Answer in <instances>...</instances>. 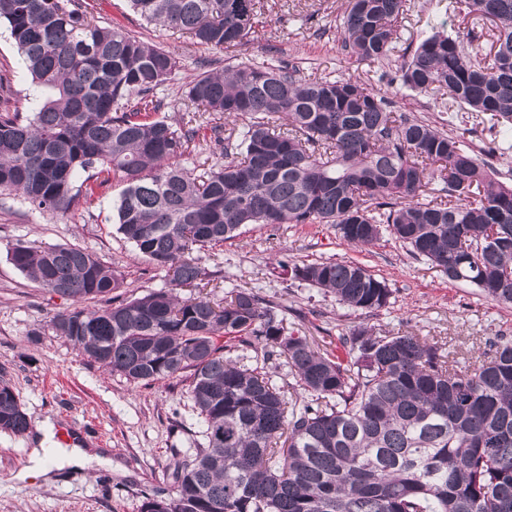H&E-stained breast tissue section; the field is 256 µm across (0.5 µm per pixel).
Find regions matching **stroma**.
<instances>
[{
  "mask_svg": "<svg viewBox=\"0 0 512 512\" xmlns=\"http://www.w3.org/2000/svg\"><path fill=\"white\" fill-rule=\"evenodd\" d=\"M90 2L101 25H121L179 57L177 74L158 92L164 102L159 116L172 124L189 115L183 92L201 62L220 71L272 56L292 61L314 77H357L408 114L436 122L449 116L433 96L394 83L396 62L351 60L336 33L345 0H268L263 28L247 47L232 51L193 45L163 27L143 25L127 0ZM408 7L399 27V47L418 45L443 31L489 53L494 28L465 17L457 0H408ZM0 69L13 75L16 107L29 111L30 78L3 24ZM123 189L122 182L111 180L91 203L64 216L34 209L18 195L0 194V377L10 382L32 418L25 433L0 431V512H141L145 493L175 495V464L201 440L185 381L177 377L134 384L88 361L47 328L50 317L71 308V300L39 288L8 258L9 248L18 242L42 248L76 244L123 273L124 296L164 288L163 272L139 255L112 222V204ZM329 258L360 263L384 278L393 290L389 306L373 315L349 310L332 296L292 281L281 269L285 262ZM199 259L217 273L204 288L205 296L219 303L229 285L258 289L286 308L290 328L317 340L357 328L387 336L410 331L445 343L463 365L476 348L512 342V308L470 284L449 280L388 236L372 247L354 249L327 224H284L276 231L253 224L224 246L200 253ZM227 273L232 283H225ZM60 426L71 429L88 461L41 475L32 462L39 444L59 457L69 451L56 439Z\"/></svg>",
  "mask_w": 512,
  "mask_h": 512,
  "instance_id": "35a3bbf8",
  "label": "stroma"
}]
</instances>
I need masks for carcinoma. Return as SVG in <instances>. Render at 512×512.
Masks as SVG:
<instances>
[{"label": "carcinoma", "instance_id": "1", "mask_svg": "<svg viewBox=\"0 0 512 512\" xmlns=\"http://www.w3.org/2000/svg\"><path fill=\"white\" fill-rule=\"evenodd\" d=\"M135 14L215 49L247 45L262 0H129ZM487 21L484 57L443 32L403 58L397 78L462 112L488 114L512 141V0H460ZM407 0H347L339 29L358 64L397 50ZM31 77L33 106H9L0 70V192L67 214L110 179L117 232L167 286L115 302L122 274L77 245L16 243L11 263L38 287L71 300L48 328L90 361L135 384L188 374L203 442L177 465V494H148L142 512H512V342L457 365L415 333L354 329L320 347L280 317V305L232 287L223 310L206 296L212 274L194 252L250 224H330L368 248L388 235L413 257L512 306V185L475 154L465 133L396 111L353 77L306 79L281 60L199 73L184 91L213 115L209 143L222 160L190 155L200 127L155 119L157 90L179 66L168 49L94 22L86 0H0ZM241 124L237 139L222 120ZM290 276L355 311L378 312L392 289L365 267L294 263ZM268 349L290 367L288 399L270 373L238 351ZM31 419L0 380V430Z\"/></svg>", "mask_w": 512, "mask_h": 512}]
</instances>
